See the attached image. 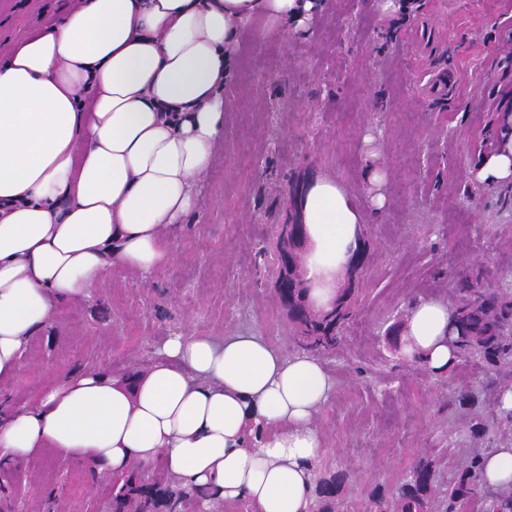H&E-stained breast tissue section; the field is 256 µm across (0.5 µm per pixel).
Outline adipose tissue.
<instances>
[{"instance_id": "1", "label": "adipose tissue", "mask_w": 512, "mask_h": 512, "mask_svg": "<svg viewBox=\"0 0 512 512\" xmlns=\"http://www.w3.org/2000/svg\"><path fill=\"white\" fill-rule=\"evenodd\" d=\"M315 0H77L56 25L0 59V382L63 305L110 270L160 272L171 236L224 137L219 87L238 37L261 18L281 36ZM474 182H512V116ZM362 204L336 180L308 183L301 205L306 280L329 308L361 246ZM448 302L408 310L400 346L430 378L458 362ZM335 382L322 360L284 355L237 331L182 333L132 376L84 371L35 402L0 398V471L53 453L110 475L163 464L225 512H310L316 425ZM264 435L247 445L246 434Z\"/></svg>"}]
</instances>
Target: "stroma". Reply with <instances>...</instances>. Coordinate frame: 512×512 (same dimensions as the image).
I'll return each instance as SVG.
<instances>
[{"instance_id":"35a3bbf8","label":"stroma","mask_w":512,"mask_h":512,"mask_svg":"<svg viewBox=\"0 0 512 512\" xmlns=\"http://www.w3.org/2000/svg\"><path fill=\"white\" fill-rule=\"evenodd\" d=\"M378 0H322L307 29H244L224 96V138L197 185V207L155 275L111 271L90 299L63 305L27 340L23 368L0 390L33 403L53 380L100 369L125 375L178 333L223 339L239 329L298 352L274 281L256 251L273 227L295 220L306 185L327 176L365 203L385 176L383 209L364 211L365 267L355 315L324 364L336 393L318 425L323 468L346 469L358 490L399 482L418 457L464 454L469 417L441 406L468 387L486 424L496 393L475 360L440 381L404 356L390 326L412 302H455L456 282L481 267L483 287L512 284V183L483 186L471 170L497 141L512 109V0H409L387 16ZM71 0H0V46L60 22ZM453 69L456 91L424 92L429 73ZM67 512H102L110 476L47 457L0 473V512L46 498Z\"/></svg>"}]
</instances>
